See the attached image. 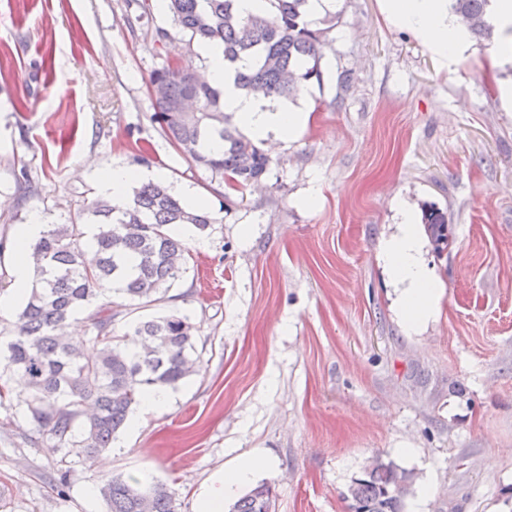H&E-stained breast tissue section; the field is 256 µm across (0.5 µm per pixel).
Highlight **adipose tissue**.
I'll return each instance as SVG.
<instances>
[{
    "instance_id": "ef3b65f1",
    "label": "adipose tissue",
    "mask_w": 512,
    "mask_h": 512,
    "mask_svg": "<svg viewBox=\"0 0 512 512\" xmlns=\"http://www.w3.org/2000/svg\"><path fill=\"white\" fill-rule=\"evenodd\" d=\"M382 9L396 26L410 31L441 58L460 56L469 45L470 32L448 9V0H381ZM206 70L209 83L224 93V110L254 141L267 140L269 134L280 139L296 138L306 125L308 115L287 107L272 108L263 100L245 95L236 85L235 69L224 60L220 49L210 48ZM398 235L382 245L386 267L401 287L399 319L404 331L419 333L438 313L444 287L433 278L421 260V243L415 217L401 209ZM269 460L253 454L233 469L213 474L208 485L197 494L196 512H224V501L236 494L253 474L269 467Z\"/></svg>"
}]
</instances>
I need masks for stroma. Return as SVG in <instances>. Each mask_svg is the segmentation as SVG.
Returning a JSON list of instances; mask_svg holds the SVG:
<instances>
[{
    "mask_svg": "<svg viewBox=\"0 0 512 512\" xmlns=\"http://www.w3.org/2000/svg\"><path fill=\"white\" fill-rule=\"evenodd\" d=\"M142 4L0 0V294L31 213L67 224L101 169L161 171L213 222L184 227L190 256L163 302L113 296L114 331L188 316L199 370L89 465L18 394L0 400V512H107L96 489L115 474L195 512L209 478L253 452L271 462L250 483L271 486L272 512H347L377 457L413 475L404 512H512V112L498 94L512 63L475 38L443 65L380 0H335L323 81L290 103L305 130L268 142V173L234 191L164 135L151 74L208 57ZM401 202L446 211L453 232L446 254L424 243L444 293L416 336L379 259Z\"/></svg>",
    "mask_w": 512,
    "mask_h": 512,
    "instance_id": "35a3bbf8",
    "label": "stroma"
}]
</instances>
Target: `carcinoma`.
<instances>
[{"label":"carcinoma","instance_id":"1","mask_svg":"<svg viewBox=\"0 0 512 512\" xmlns=\"http://www.w3.org/2000/svg\"><path fill=\"white\" fill-rule=\"evenodd\" d=\"M274 11L242 17L235 0H168L175 24L188 37L222 49L235 64L253 60L237 72V86L264 98H294L301 87L321 82L320 62L334 17L313 29L309 0H271ZM489 0H452L451 9L472 32L487 39ZM156 91L157 118L172 145L197 165L221 175L239 191L260 180L269 156L224 112L220 90L197 73L166 66L149 79ZM194 100L192 112L173 113L172 104ZM224 150L214 153L210 141ZM91 223L48 224L25 247L35 284L17 314L12 336L0 343L3 374L22 375L27 418L38 431L92 462L110 447L116 433L143 395L174 387L196 372L191 358L196 328L187 316L138 318L114 334L116 313L103 303L88 315L93 335L68 336L69 321L100 297L115 293L150 306L165 299L179 279L187 247L177 227L205 230L215 220L187 206L162 182L132 189L123 205L99 197L86 208ZM426 231L438 254L448 251V217L430 207ZM411 473L375 458L348 489L349 512H402ZM108 512H176L174 498L159 482L144 483L114 475L101 480ZM272 489L261 483L235 501L229 512H270Z\"/></svg>","mask_w":512,"mask_h":512}]
</instances>
